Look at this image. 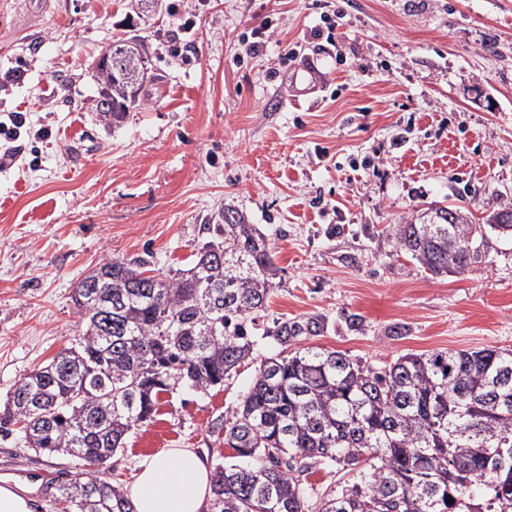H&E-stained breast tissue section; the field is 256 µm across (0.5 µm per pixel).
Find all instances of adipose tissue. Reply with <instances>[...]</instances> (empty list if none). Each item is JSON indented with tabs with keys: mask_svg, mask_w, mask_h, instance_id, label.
I'll return each mask as SVG.
<instances>
[{
	"mask_svg": "<svg viewBox=\"0 0 512 512\" xmlns=\"http://www.w3.org/2000/svg\"><path fill=\"white\" fill-rule=\"evenodd\" d=\"M213 471L187 448H172L144 460L126 493L136 512H207Z\"/></svg>",
	"mask_w": 512,
	"mask_h": 512,
	"instance_id": "ef3b65f1",
	"label": "adipose tissue"
}]
</instances>
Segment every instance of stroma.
<instances>
[{
	"label": "stroma",
	"mask_w": 512,
	"mask_h": 512,
	"mask_svg": "<svg viewBox=\"0 0 512 512\" xmlns=\"http://www.w3.org/2000/svg\"><path fill=\"white\" fill-rule=\"evenodd\" d=\"M0 0V120L24 124L0 166V403L78 334V282L106 259L187 267L232 207L281 269L263 314L320 316L309 343L380 368L399 355L512 348V247L433 277L391 231L420 210L512 209V0ZM193 27H186V20ZM276 33L242 45L262 21ZM130 29L155 83L120 127L91 74ZM321 81L289 93L287 49ZM356 315L358 327L347 326ZM161 395L109 462L131 482L171 448L215 462L211 434L255 375ZM77 460L0 439V479L76 474Z\"/></svg>",
	"instance_id": "1"
}]
</instances>
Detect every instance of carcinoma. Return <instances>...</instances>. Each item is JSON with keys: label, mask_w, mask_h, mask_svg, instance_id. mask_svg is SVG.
Listing matches in <instances>:
<instances>
[{"label": "carcinoma", "mask_w": 512, "mask_h": 512, "mask_svg": "<svg viewBox=\"0 0 512 512\" xmlns=\"http://www.w3.org/2000/svg\"><path fill=\"white\" fill-rule=\"evenodd\" d=\"M143 39L112 42L93 79L96 107L121 125L141 103ZM505 212L473 223L457 206L393 226L402 251L434 276L461 274L512 240ZM187 270L150 274L145 261H104L74 289L75 343L27 374L0 410V436L84 461L45 495L66 512H134L105 464L181 388L221 387L252 357L255 322L279 273L268 237L234 212ZM112 291V311L85 282ZM318 316L273 321L281 351L260 360L232 415L212 432L235 461L214 468L211 512H311L300 475L337 466L350 478L317 512H508L512 508V349L406 353L375 369L339 351L291 346L324 332Z\"/></svg>", "instance_id": "obj_1"}]
</instances>
